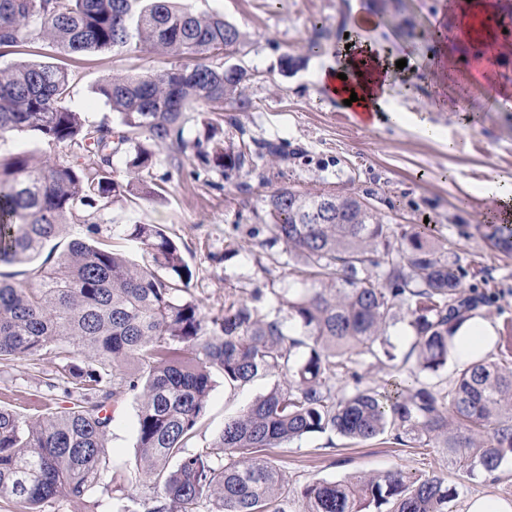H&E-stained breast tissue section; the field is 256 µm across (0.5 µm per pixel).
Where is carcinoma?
Returning a JSON list of instances; mask_svg holds the SVG:
<instances>
[{"mask_svg": "<svg viewBox=\"0 0 512 512\" xmlns=\"http://www.w3.org/2000/svg\"><path fill=\"white\" fill-rule=\"evenodd\" d=\"M176 2L0 0V54L41 44L65 55L134 49L195 60L107 77L95 93L112 117L94 123L66 106L67 67L0 70V139L32 132L69 147L63 160L0 158V361L79 358L57 366L48 384L67 399L62 410L24 416L0 405V502L10 512H47L84 499L108 469L112 401L128 392L140 402L136 470L155 490L131 505L118 501L115 512H199L211 498L219 512H288V486L261 451L326 431L358 441L390 431L445 449L470 472H495L512 455V336L498 360L466 361L446 386L422 382L448 366L458 328L496 303L494 293L466 284L468 271L433 240L432 225L395 228L363 199L283 185L265 200L258 246H282L313 284L288 300L276 293L273 303L257 288L232 292L210 317L179 296L192 272L161 225L123 229L150 252L149 267L99 241L102 205L161 197L144 175L159 147L226 178L281 168L278 146L226 142L217 121L206 123L204 138H185L187 113L200 104L211 113L249 110L251 77L238 65L209 64L235 54L245 34L218 13ZM121 151L127 160L116 171ZM76 224L83 235L43 254ZM477 230L491 249L512 254V226ZM25 263L31 268L7 271ZM400 322L413 335L401 357L390 340ZM368 360L407 376L365 386L357 367ZM214 371L233 388L265 376L283 381L228 418L212 444L190 451ZM343 376L353 384L336 386ZM457 496L443 476L401 471L300 489L304 512H451Z\"/></svg>", "mask_w": 512, "mask_h": 512, "instance_id": "carcinoma-1", "label": "carcinoma"}]
</instances>
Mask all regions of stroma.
Instances as JSON below:
<instances>
[{
  "label": "stroma",
  "instance_id": "1",
  "mask_svg": "<svg viewBox=\"0 0 512 512\" xmlns=\"http://www.w3.org/2000/svg\"><path fill=\"white\" fill-rule=\"evenodd\" d=\"M195 12H217L249 32V41L233 55L213 57L212 65H239L252 73L247 93L249 111L238 112L224 126V137L238 140L240 132L281 143L292 158L283 180L315 193L325 188L367 200L386 223L430 222L449 258L459 259L468 280L497 298L487 320L498 336H507L512 320V256L492 250L477 227L502 223L503 208L489 185H512V107L482 89L445 94L439 107L443 76L434 58L433 36L446 0H180ZM321 45L309 54V41ZM369 44L392 60H407L414 77L391 85L389 109L378 123L355 121L327 97L317 82L319 69L347 44ZM73 88L68 107L97 122L110 109L95 88L115 72L135 75L167 66L168 58L126 51L118 55L84 54L67 57ZM157 162L146 176L163 189L162 199H140L107 205L101 212L100 239L126 251L136 264L147 266L150 254L124 239L127 224H159L183 252L194 273L187 293L202 312L218 313L228 292L260 289L264 296L295 287L293 266L281 248L238 249L258 228L265 197L272 184L258 174L245 180H222L214 170L184 161L174 170L167 149L156 151ZM54 362L40 367L16 360L0 362V400H9L20 414L43 404L65 407L62 393L46 383ZM259 377L233 389L222 374H214L206 413L193 448L208 445L237 415L276 384ZM138 400L130 394L112 404L108 440L109 467L125 475L121 496L137 499L151 484L138 475L135 423ZM265 454L280 469L289 488L315 481L344 480L354 475L402 470L413 476L440 474L456 486L455 512H467L470 502L490 496L512 503V457L498 470L467 471L451 464L441 449L392 437L360 442L325 432L314 433Z\"/></svg>",
  "mask_w": 512,
  "mask_h": 512
}]
</instances>
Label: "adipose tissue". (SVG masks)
<instances>
[{
	"label": "adipose tissue",
	"instance_id": "obj_1",
	"mask_svg": "<svg viewBox=\"0 0 512 512\" xmlns=\"http://www.w3.org/2000/svg\"><path fill=\"white\" fill-rule=\"evenodd\" d=\"M448 11L459 17L460 23L441 38L440 69L445 73L458 71L464 83L480 85L481 80L475 72L457 70L452 48L463 40L472 42L491 37V26L482 13L479 0H450ZM318 80L329 98L339 103L354 99L356 110L372 116L384 111L390 93L387 59L368 46L342 50L336 62L320 70Z\"/></svg>",
	"mask_w": 512,
	"mask_h": 512
}]
</instances>
